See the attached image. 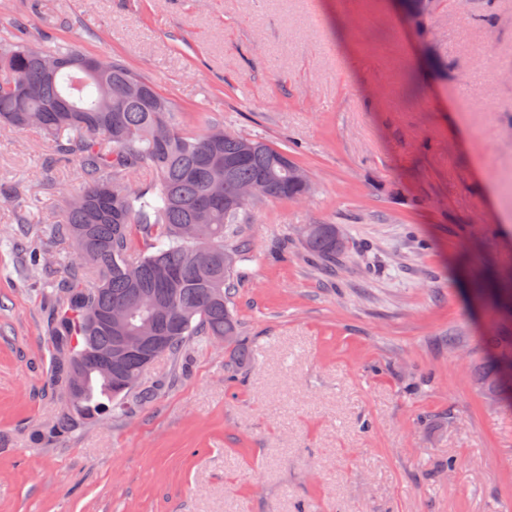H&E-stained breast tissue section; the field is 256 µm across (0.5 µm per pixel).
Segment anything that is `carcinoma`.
<instances>
[{
  "instance_id": "obj_1",
  "label": "carcinoma",
  "mask_w": 512,
  "mask_h": 512,
  "mask_svg": "<svg viewBox=\"0 0 512 512\" xmlns=\"http://www.w3.org/2000/svg\"><path fill=\"white\" fill-rule=\"evenodd\" d=\"M76 47L51 48L25 38L0 40V129L36 128L62 159L75 162L84 189L67 200L63 216L47 225L52 236L76 252L55 270L48 300L45 340L53 355L59 409L40 430L53 438L80 421L109 412L126 415L149 401L157 385L145 379L137 354L112 357L116 333L105 315L116 305L129 314L126 330H154L168 337L163 356L179 365L193 345L219 338L230 347L227 368L248 364V344L233 311L241 265L252 257L242 236L249 208L265 200H290L296 188L278 159L288 151L259 138L224 132L218 124L194 132L184 127L173 103L124 65L95 56L103 73L83 63ZM255 145L241 156L243 142ZM152 175L142 189L131 176ZM267 184L242 204L214 195L224 182ZM329 223L309 225L297 243L325 267L336 265ZM143 250L135 252L134 240ZM234 263L224 265V254ZM474 293L488 294L496 317L512 316V269L489 283L477 275ZM145 297L166 306L155 316ZM492 364L479 377L494 399L512 395V334L490 338Z\"/></svg>"
}]
</instances>
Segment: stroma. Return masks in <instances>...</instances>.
I'll use <instances>...</instances> for the list:
<instances>
[{
  "instance_id": "stroma-1",
  "label": "stroma",
  "mask_w": 512,
  "mask_h": 512,
  "mask_svg": "<svg viewBox=\"0 0 512 512\" xmlns=\"http://www.w3.org/2000/svg\"><path fill=\"white\" fill-rule=\"evenodd\" d=\"M489 7L439 0L419 30L396 0H0V40L118 60L314 185L243 226V379L197 346L150 366L151 403L43 440L70 255L33 217L84 182L37 130L0 133V512H512V407L475 382L512 324L465 294L512 268V0L486 28ZM319 221L350 240L330 271L294 240Z\"/></svg>"
}]
</instances>
